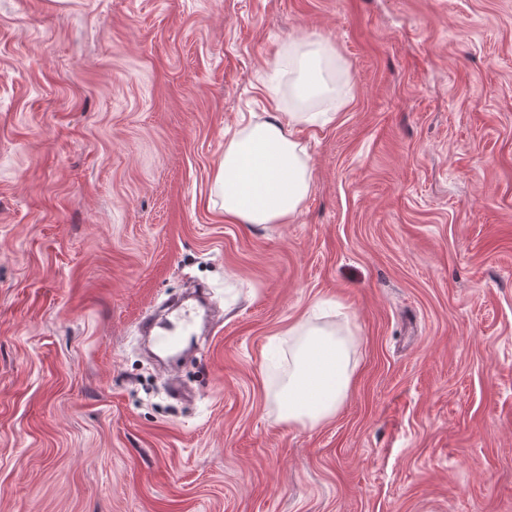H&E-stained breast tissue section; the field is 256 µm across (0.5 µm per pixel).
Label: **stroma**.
I'll return each instance as SVG.
<instances>
[{
	"mask_svg": "<svg viewBox=\"0 0 512 512\" xmlns=\"http://www.w3.org/2000/svg\"><path fill=\"white\" fill-rule=\"evenodd\" d=\"M304 33L348 101L295 129L297 217L234 223L224 146ZM191 280L181 402L136 320ZM318 300L356 370L310 430L264 350ZM0 512H512V0H0Z\"/></svg>",
	"mask_w": 512,
	"mask_h": 512,
	"instance_id": "1",
	"label": "stroma"
}]
</instances>
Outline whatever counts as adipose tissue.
I'll return each mask as SVG.
<instances>
[{"mask_svg": "<svg viewBox=\"0 0 512 512\" xmlns=\"http://www.w3.org/2000/svg\"><path fill=\"white\" fill-rule=\"evenodd\" d=\"M339 67L335 50L322 38L304 34L283 46L273 69L292 77L288 109L249 120L225 146L214 178L225 216L239 224H285L297 216L311 191L312 172L294 129L335 119L346 101L336 82ZM322 308L315 302L266 345L267 355L288 354V378L272 391L279 421L309 429L336 416L356 368L354 335L317 324Z\"/></svg>", "mask_w": 512, "mask_h": 512, "instance_id": "adipose-tissue-1", "label": "adipose tissue"}]
</instances>
